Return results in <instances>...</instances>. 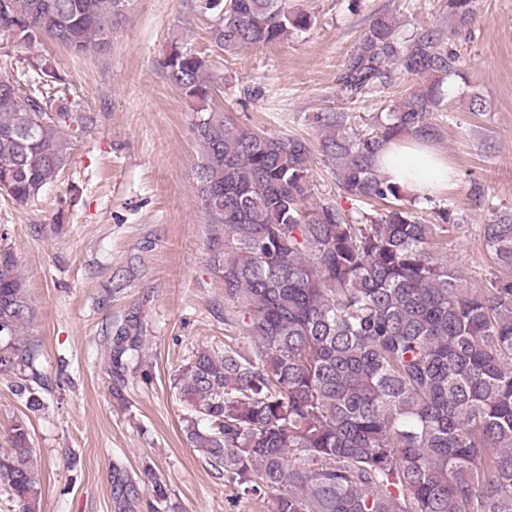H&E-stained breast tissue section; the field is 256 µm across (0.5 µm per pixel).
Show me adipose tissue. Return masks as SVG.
<instances>
[{"instance_id":"1","label":"adipose tissue","mask_w":512,"mask_h":512,"mask_svg":"<svg viewBox=\"0 0 512 512\" xmlns=\"http://www.w3.org/2000/svg\"><path fill=\"white\" fill-rule=\"evenodd\" d=\"M381 175L411 197L433 195L447 187L448 164L430 146L405 138L389 143L378 159Z\"/></svg>"}]
</instances>
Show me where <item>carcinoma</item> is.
<instances>
[{"mask_svg":"<svg viewBox=\"0 0 512 512\" xmlns=\"http://www.w3.org/2000/svg\"><path fill=\"white\" fill-rule=\"evenodd\" d=\"M125 0H0V38L32 47L48 38L73 55L110 48ZM448 32L408 38L384 15L370 21L337 79L354 102L397 74L430 82L383 117L318 116L319 145L351 220L308 202L311 145L205 110L194 125L198 197L208 224L206 262L224 284L252 349L202 346L179 369L182 433L243 494L274 496V512H512V211L483 225L499 275L474 287L438 256L448 211L424 224L376 159L392 139L431 140L443 84L459 73L452 40L471 0H447ZM225 53L267 46L312 24L288 0H188ZM208 54L176 38L160 67L186 99L212 93ZM57 63L38 59L0 77V196L23 206L60 182L71 131L90 112L58 104ZM33 315L19 260L0 246V373L20 371L13 394L43 408ZM144 324L133 308L107 328L103 356L119 378L139 358ZM0 489L19 512H40L36 448L25 420L0 451Z\"/></svg>","mask_w":512,"mask_h":512,"instance_id":"1","label":"carcinoma"}]
</instances>
